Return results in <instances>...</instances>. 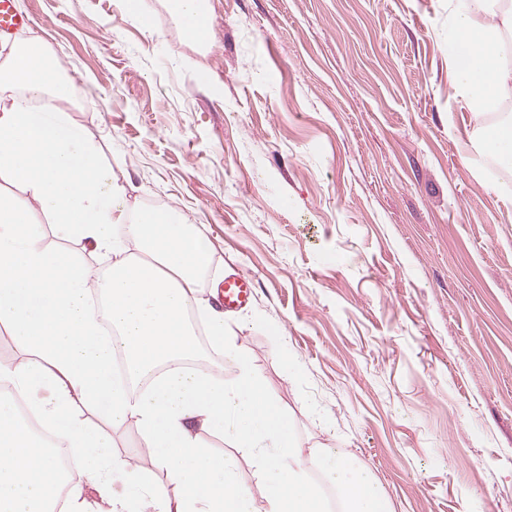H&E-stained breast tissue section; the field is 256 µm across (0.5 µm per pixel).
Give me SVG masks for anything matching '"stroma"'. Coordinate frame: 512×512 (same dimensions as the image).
I'll return each mask as SVG.
<instances>
[{
    "label": "stroma",
    "instance_id": "1",
    "mask_svg": "<svg viewBox=\"0 0 512 512\" xmlns=\"http://www.w3.org/2000/svg\"><path fill=\"white\" fill-rule=\"evenodd\" d=\"M15 5L129 205L211 242L201 296L252 277L227 322L300 446L351 452L393 512H512V173L460 162L448 0H209L207 49L169 0ZM112 452L167 485L135 424ZM222 288V300L224 312H237L247 307L254 296L252 279L237 273L224 276Z\"/></svg>",
    "mask_w": 512,
    "mask_h": 512
}]
</instances>
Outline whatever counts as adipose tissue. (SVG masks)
I'll use <instances>...</instances> for the list:
<instances>
[{
  "label": "adipose tissue",
  "instance_id": "obj_1",
  "mask_svg": "<svg viewBox=\"0 0 512 512\" xmlns=\"http://www.w3.org/2000/svg\"><path fill=\"white\" fill-rule=\"evenodd\" d=\"M193 42L210 41L204 0H172ZM451 85L475 117L478 152L512 166V0H448ZM81 95L37 36L0 44V323L33 359L0 366V512H392L378 481L345 449L302 452L295 426L224 314L198 295L212 247L179 211H131L96 143L73 121ZM41 211L65 238L110 256L97 273L42 243ZM137 246L139 256L128 253ZM207 319L201 349L190 313ZM234 369L225 379L209 351ZM123 357L127 382L113 362ZM137 425L166 469L168 492L113 456L105 425ZM223 437L258 475L244 486L234 463L200 431ZM86 458L64 473L59 451Z\"/></svg>",
  "mask_w": 512,
  "mask_h": 512
}]
</instances>
